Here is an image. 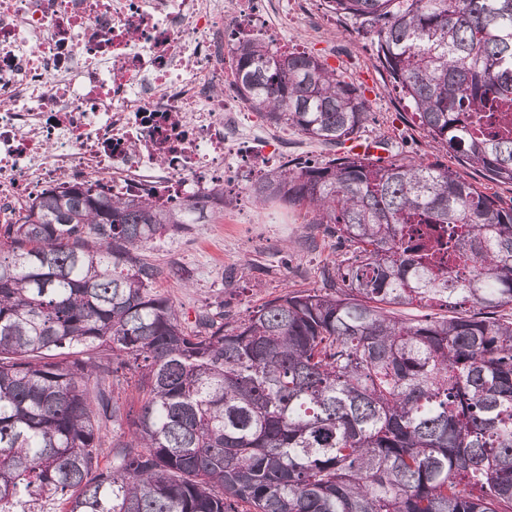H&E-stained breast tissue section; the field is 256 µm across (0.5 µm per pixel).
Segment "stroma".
Segmentation results:
<instances>
[{
  "label": "stroma",
  "mask_w": 512,
  "mask_h": 512,
  "mask_svg": "<svg viewBox=\"0 0 512 512\" xmlns=\"http://www.w3.org/2000/svg\"><path fill=\"white\" fill-rule=\"evenodd\" d=\"M292 23L277 14L273 0H261L258 23L273 47L324 57L359 87L369 106L362 140L388 144L383 160L413 156L456 171L501 203L512 205V185L487 181L477 168L459 161L420 128L405 99L388 84L374 56L370 36L352 21L329 11L326 0H293ZM281 160L307 158L316 162L346 153L308 140L291 128L275 129ZM248 210L251 221L231 223L236 210ZM346 251L324 226L312 223L300 207L281 202L259 205L242 197L206 224H194L182 234L162 239L139 251L159 272L156 287L169 297L185 323H193L205 306L220 301L230 319L243 321L263 302L288 290L322 288V273L335 267ZM189 271L188 282L171 271Z\"/></svg>",
  "instance_id": "1"
}]
</instances>
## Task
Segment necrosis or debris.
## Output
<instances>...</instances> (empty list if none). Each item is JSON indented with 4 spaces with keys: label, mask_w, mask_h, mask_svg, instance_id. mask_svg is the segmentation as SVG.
I'll list each match as a JSON object with an SVG mask.
<instances>
[{
    "label": "necrosis or debris",
    "mask_w": 512,
    "mask_h": 512,
    "mask_svg": "<svg viewBox=\"0 0 512 512\" xmlns=\"http://www.w3.org/2000/svg\"><path fill=\"white\" fill-rule=\"evenodd\" d=\"M241 0H0V223L89 184L162 206L224 189L235 156L275 158L237 128L224 23Z\"/></svg>",
    "instance_id": "obj_1"
}]
</instances>
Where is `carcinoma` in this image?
<instances>
[{
  "label": "carcinoma",
  "mask_w": 512,
  "mask_h": 512,
  "mask_svg": "<svg viewBox=\"0 0 512 512\" xmlns=\"http://www.w3.org/2000/svg\"><path fill=\"white\" fill-rule=\"evenodd\" d=\"M327 3L428 136L512 185V0ZM230 57L269 125L359 138L368 103L319 56L254 36ZM249 190L309 207L351 257L243 322L220 303L184 325L137 255L207 200L72 185L0 225V512H512V206L445 166L351 152ZM409 305L446 314L390 315Z\"/></svg>",
  "instance_id": "cac0c4a2"
}]
</instances>
